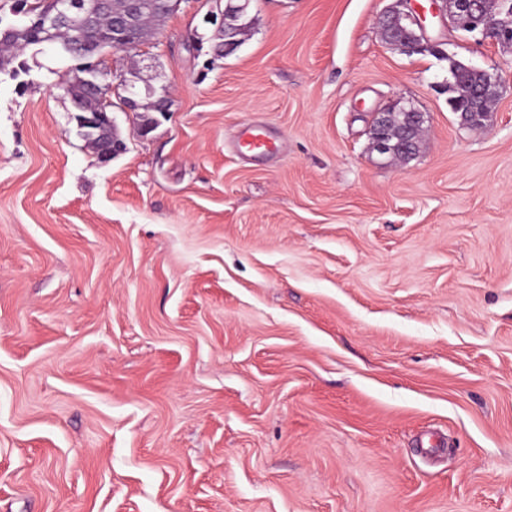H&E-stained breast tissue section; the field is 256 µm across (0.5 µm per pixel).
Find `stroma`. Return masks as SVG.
I'll return each mask as SVG.
<instances>
[{
	"label": "stroma",
	"mask_w": 512,
	"mask_h": 512,
	"mask_svg": "<svg viewBox=\"0 0 512 512\" xmlns=\"http://www.w3.org/2000/svg\"><path fill=\"white\" fill-rule=\"evenodd\" d=\"M393 3L252 0L218 57L225 0H182L111 55L171 107L115 105L107 162L71 61L0 73V512H512V44L427 16L501 80L461 127ZM397 100L406 163L368 135ZM85 69L84 67H78L76 69L74 67L76 71L75 75L68 83V99L71 104L72 112H75V119L82 130L83 137L97 154L98 140L100 139L99 127H91L105 125L111 122L109 114L112 112V109L110 112H106V109H103L104 112L99 110V100L105 103V95L99 94L98 99L95 93L90 90L89 85L91 83L88 77L81 73ZM80 74H82V76H80ZM89 112H95V114L91 115ZM84 117L87 118L83 123L89 124L91 127L81 124V120ZM396 108H410L412 111L410 113L416 124H421V120L424 118L423 113L415 109L410 102L403 103L402 101H395L380 112H376L369 129V134L372 140L373 149L381 155L393 151L396 146V144H390L386 124L384 122V116L386 113ZM237 143L241 151H265L268 147L263 133L254 126H246L237 137Z\"/></svg>",
	"instance_id": "1"
}]
</instances>
